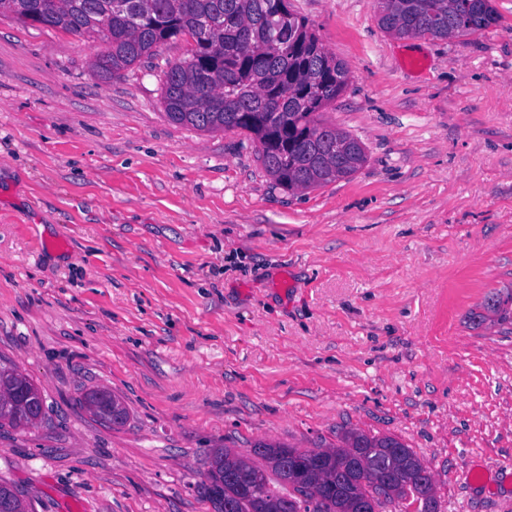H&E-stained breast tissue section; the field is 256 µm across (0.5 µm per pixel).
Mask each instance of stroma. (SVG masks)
Segmentation results:
<instances>
[{
	"label": "stroma",
	"instance_id": "1",
	"mask_svg": "<svg viewBox=\"0 0 512 512\" xmlns=\"http://www.w3.org/2000/svg\"><path fill=\"white\" fill-rule=\"evenodd\" d=\"M464 37L400 38L376 0H289L349 72L324 120L354 176L288 190L237 130L171 122L161 45L0 16V365L41 422L0 428L28 512H214L213 449L394 437L440 512H512V0ZM106 389L124 425L83 403ZM482 309L488 314L491 313L498 317L503 323L511 322L512 320V291L504 293H492L487 296L481 305ZM483 312H472V322L480 325L485 319L486 315Z\"/></svg>",
	"mask_w": 512,
	"mask_h": 512
}]
</instances>
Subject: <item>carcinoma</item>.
<instances>
[{
  "label": "carcinoma",
  "instance_id": "carcinoma-1",
  "mask_svg": "<svg viewBox=\"0 0 512 512\" xmlns=\"http://www.w3.org/2000/svg\"><path fill=\"white\" fill-rule=\"evenodd\" d=\"M1 15L108 41V51L92 63L103 79L153 57L172 38L191 39L190 57L163 71L166 117L199 131L246 133L259 145L265 172L289 190L324 187L367 162L354 135L319 119L345 90L348 70L288 0H0ZM495 21L491 0H388L379 11L380 26L399 37L467 36ZM488 313L511 321L512 291L487 296L472 322L481 324ZM3 371L0 428H27L33 421L22 389L33 383L15 367ZM262 447L256 455L213 449L206 489L216 512L227 501L235 512H308L289 498L284 455L324 489L325 512H368L367 480L379 472L394 474L397 498L419 500V512L438 504L431 469L391 436L350 430L336 447ZM25 508L0 484V512Z\"/></svg>",
  "mask_w": 512,
  "mask_h": 512
}]
</instances>
